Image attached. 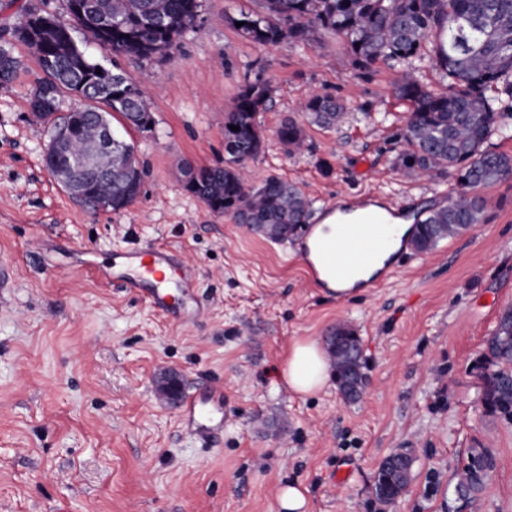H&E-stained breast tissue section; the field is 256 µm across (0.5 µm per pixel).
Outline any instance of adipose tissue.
<instances>
[{
  "label": "adipose tissue",
  "mask_w": 512,
  "mask_h": 512,
  "mask_svg": "<svg viewBox=\"0 0 512 512\" xmlns=\"http://www.w3.org/2000/svg\"><path fill=\"white\" fill-rule=\"evenodd\" d=\"M410 225V220L402 217L390 219L388 228L394 232V239L389 241L372 264H353L352 272L347 279L340 281L330 273H323L322 279L328 294H354L358 292L360 286L368 285L396 251L399 246V235L404 234ZM331 370V361L321 349L319 342L312 338H304L292 343L281 369V377L293 393L306 396L320 392L326 387Z\"/></svg>",
  "instance_id": "1"
}]
</instances>
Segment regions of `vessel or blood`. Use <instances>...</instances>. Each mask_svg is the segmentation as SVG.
I'll use <instances>...</instances> for the list:
<instances>
[{"label":"vessel or blood","mask_w":512,"mask_h":512,"mask_svg":"<svg viewBox=\"0 0 512 512\" xmlns=\"http://www.w3.org/2000/svg\"><path fill=\"white\" fill-rule=\"evenodd\" d=\"M366 207V202L356 203L357 220L337 227L336 249L326 256L337 278L346 276L349 258L371 261L385 245V234L365 235V225L379 221L378 216L367 212ZM100 277L108 282H124L154 310L181 322H191L198 314L194 297L197 286L195 269L167 248L131 249L125 253L120 267L101 270ZM223 410L224 391L220 388L186 396L179 406L185 423L204 438L222 428L224 421L219 414Z\"/></svg>","instance_id":"vessel-or-blood-1"}]
</instances>
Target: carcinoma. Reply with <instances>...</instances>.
<instances>
[{
  "instance_id": "obj_1",
  "label": "carcinoma",
  "mask_w": 512,
  "mask_h": 512,
  "mask_svg": "<svg viewBox=\"0 0 512 512\" xmlns=\"http://www.w3.org/2000/svg\"><path fill=\"white\" fill-rule=\"evenodd\" d=\"M84 12L119 24L110 33L85 26L104 50L115 56L164 58L173 52L184 31L195 25L193 9L201 0H73ZM241 22L244 38L273 46L282 41L305 42L317 29L345 39L347 63L368 72L380 61L401 68L395 96L409 105L399 134L403 149L400 170L413 178H430L446 171L459 190L448 204L432 208L415 225L412 243L429 251L440 241L457 236L482 220L485 200L475 193L512 174V157L485 147L498 133L512 137L505 118L512 117V0H265L262 14L240 12L231 23ZM14 38L34 55L39 75L29 95L33 112H55L60 97L80 91L85 104L80 111L120 114L139 130L151 129L154 119L141 120L149 111L144 93L125 97L112 85V77L97 72L82 46L61 51L49 37H28L13 30ZM434 57L448 83L432 88L419 74L424 60ZM21 63L0 49V84L13 81ZM269 85L257 78L241 88L234 105L224 114L222 167H179L185 187L211 211L248 224L273 240L299 235L310 217L312 201L294 182L276 176L260 185L248 183L245 165L264 149L257 122L269 98ZM311 120L330 127L344 114V105L330 95H314L302 106ZM238 130H232V127ZM279 142L290 152L304 144V131L293 119L277 129ZM98 152L94 139L84 137L72 146L74 158ZM76 176L89 184L92 197H112V210L131 206L138 197L132 184L143 183L140 167L131 168L128 157L112 155V176L96 178L77 168ZM336 382L349 401H357L364 387V363L347 355L331 357ZM482 403L487 413L512 420V308L505 309L488 337L481 356ZM494 467L488 448L472 449L457 473V490L463 495L485 488ZM411 458L393 453L378 469L374 494L386 507L394 505L410 484Z\"/></svg>"
}]
</instances>
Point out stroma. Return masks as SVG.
<instances>
[{
	"mask_svg": "<svg viewBox=\"0 0 512 512\" xmlns=\"http://www.w3.org/2000/svg\"><path fill=\"white\" fill-rule=\"evenodd\" d=\"M264 0H202L201 20L171 57L105 52L77 32L92 60L122 72L154 116L141 131L113 116L135 151L143 189L119 212L91 213L50 176L45 125L28 109L38 68L11 32L26 11L66 18L65 0H0V48L18 79L0 85V512H272L298 483L311 512H512V422L486 414L477 365L512 306V178L482 188L478 226L427 252L396 255L386 280L339 299L311 287L297 241L275 243L211 212L179 166L224 165V114L245 82L270 85L257 120L255 182L279 176L313 200L311 223L336 202L374 194L420 218L447 203L454 181L402 176L397 133L407 105L384 62L361 75L344 40L263 47L229 22ZM314 94L339 98L341 125L305 123L308 151L287 154L276 130ZM163 245L194 265L199 317L170 320L96 271L125 250ZM349 324L362 341L367 385L349 403L336 383L300 397L278 370L298 338ZM177 372L183 394L224 389V428L193 436L155 377ZM410 449L408 494L380 507L377 469ZM489 448L485 490L460 499L457 471Z\"/></svg>",
	"mask_w": 512,
	"mask_h": 512,
	"instance_id": "1",
	"label": "stroma"
}]
</instances>
